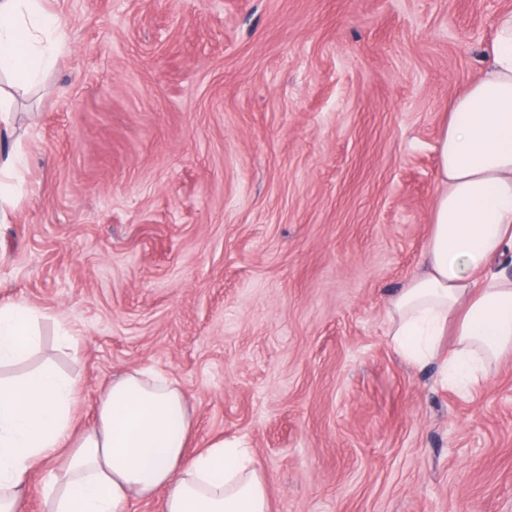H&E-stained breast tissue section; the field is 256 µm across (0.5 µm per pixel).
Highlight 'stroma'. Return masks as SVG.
<instances>
[{
	"mask_svg": "<svg viewBox=\"0 0 512 512\" xmlns=\"http://www.w3.org/2000/svg\"><path fill=\"white\" fill-rule=\"evenodd\" d=\"M0 300L44 314L77 426L166 372L189 450L240 439L270 512H512V358L465 390L400 358L452 100L512 0H45ZM80 334L59 347V327Z\"/></svg>",
	"mask_w": 512,
	"mask_h": 512,
	"instance_id": "35a3bbf8",
	"label": "stroma"
}]
</instances>
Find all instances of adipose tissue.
<instances>
[{"instance_id": "ef3b65f1", "label": "adipose tissue", "mask_w": 512, "mask_h": 512, "mask_svg": "<svg viewBox=\"0 0 512 512\" xmlns=\"http://www.w3.org/2000/svg\"><path fill=\"white\" fill-rule=\"evenodd\" d=\"M61 25L44 0H0V75L35 85L57 65ZM7 103L0 101V213L22 174ZM442 190L421 270L392 300L388 334L414 365L442 359L449 378L476 384L512 357V276L491 269L512 253V12L501 14L479 77L452 103L436 148ZM39 313L0 301V512H18L28 474L42 470L44 512H130L163 493L161 512H269L259 463L241 442L187 453L191 416L179 384L144 369L115 375L95 422L73 427L80 384L45 363ZM452 346H445L446 336Z\"/></svg>"}]
</instances>
